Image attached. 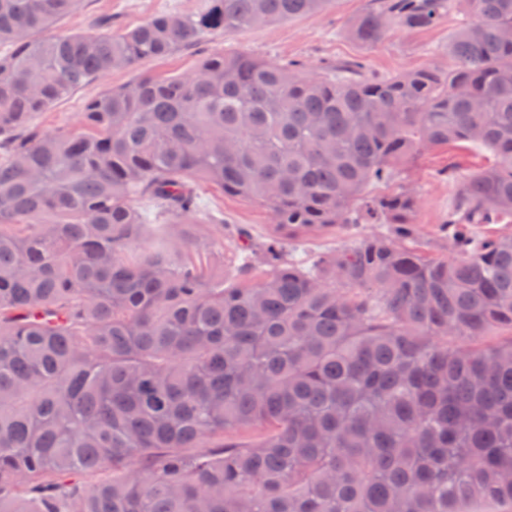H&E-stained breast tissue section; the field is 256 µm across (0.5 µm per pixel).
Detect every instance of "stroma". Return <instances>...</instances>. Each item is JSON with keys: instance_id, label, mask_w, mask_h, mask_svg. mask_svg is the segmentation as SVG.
I'll list each match as a JSON object with an SVG mask.
<instances>
[{"instance_id": "1", "label": "stroma", "mask_w": 512, "mask_h": 512, "mask_svg": "<svg viewBox=\"0 0 512 512\" xmlns=\"http://www.w3.org/2000/svg\"><path fill=\"white\" fill-rule=\"evenodd\" d=\"M200 0H83L79 10L59 20L52 33H118L144 24L164 12L195 11ZM368 0H336L327 12L266 26L218 32L194 47L180 49L163 59L142 62L131 69L107 73L80 87L67 98L39 113L35 123L47 131H77L86 102L103 90L122 86L143 73L166 77L192 71L206 56L217 51L246 52L278 62H298L314 74L342 62L363 63L367 77H387L432 66L448 67V43L460 23L459 15L443 18L434 27L406 32L390 29L383 39L365 46L345 32L349 19L360 13ZM489 154L473 146H448L422 152L401 166L397 185L415 186L420 203L414 214L416 242L423 251L443 257L447 251L435 244L436 232L448 205L459 190V175L484 167ZM455 179H448V172ZM194 191L225 222L244 227L253 243L267 240L274 231L268 212L261 206L229 196L204 182ZM373 224L350 229H331L305 236L300 249L308 254L329 252L351 245L376 232Z\"/></svg>"}]
</instances>
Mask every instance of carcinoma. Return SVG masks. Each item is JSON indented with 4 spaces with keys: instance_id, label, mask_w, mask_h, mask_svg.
Returning <instances> with one entry per match:
<instances>
[{
    "instance_id": "carcinoma-1",
    "label": "carcinoma",
    "mask_w": 512,
    "mask_h": 512,
    "mask_svg": "<svg viewBox=\"0 0 512 512\" xmlns=\"http://www.w3.org/2000/svg\"><path fill=\"white\" fill-rule=\"evenodd\" d=\"M82 2L0 0V512H512V233H479L512 221V0H370L348 23L370 46L463 9L446 70L216 52L43 131L35 115L102 74L334 0L33 39ZM462 144L492 161L433 257L406 246L417 191L372 189ZM196 181L278 231L219 244L229 282L200 254L224 219ZM345 224L381 231L296 257Z\"/></svg>"
}]
</instances>
